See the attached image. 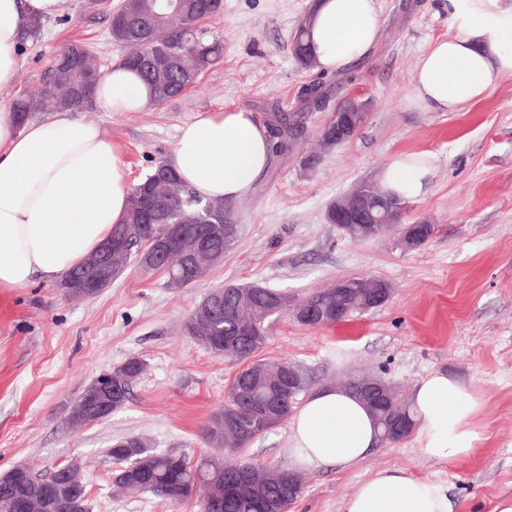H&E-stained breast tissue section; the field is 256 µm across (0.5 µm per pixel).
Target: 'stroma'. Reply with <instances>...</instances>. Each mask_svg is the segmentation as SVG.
<instances>
[{
  "mask_svg": "<svg viewBox=\"0 0 512 512\" xmlns=\"http://www.w3.org/2000/svg\"><path fill=\"white\" fill-rule=\"evenodd\" d=\"M122 0H66L45 19L41 37L16 48L14 80L0 86V109L40 84L54 52L78 41L119 63L124 47L109 37ZM310 0H224L209 24L224 40V60L198 88L139 112L92 104L79 118L97 123L117 147L129 183L174 151L180 127L201 112L270 109L303 113L290 151L272 158L249 198L225 204L239 226L223 261L188 288H172L160 271L129 267L94 297L67 298L58 282L0 289V473L29 464L46 474L74 465L87 485L89 512H201L192 498L174 505L150 494L116 491L112 442L136 437L157 451L197 460L214 452L203 438L223 407L243 361L220 358L190 336L194 307L227 284L258 283L287 293L289 304L338 279L375 276L393 289L381 307L312 328L293 314L266 322L256 357L303 368L311 389L370 372L411 395L433 372H446L482 397V436L471 457L451 464L426 458L414 438L374 448L349 468L305 469L291 512H342L359 482L383 468H402L443 484L457 512H493L512 498V74L456 112L408 107L419 57L457 30L441 0H376L380 36L368 56L325 75L301 68L291 36ZM322 80L325 109L306 111L305 86ZM369 101L365 124L349 142L304 164L331 109ZM402 153L428 154L429 188L412 199L406 220L434 225L413 251L393 235L349 238L326 218L330 204L358 181L382 174ZM137 357L144 374L125 405L73 427V404L98 376ZM290 424L282 422L240 451L241 460L295 468Z\"/></svg>",
  "mask_w": 512,
  "mask_h": 512,
  "instance_id": "35a3bbf8",
  "label": "stroma"
}]
</instances>
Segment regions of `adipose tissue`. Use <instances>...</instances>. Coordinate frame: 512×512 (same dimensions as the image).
Here are the masks:
<instances>
[{"label":"adipose tissue","mask_w":512,"mask_h":512,"mask_svg":"<svg viewBox=\"0 0 512 512\" xmlns=\"http://www.w3.org/2000/svg\"><path fill=\"white\" fill-rule=\"evenodd\" d=\"M459 34L430 44L416 65L410 100L455 112L480 100L500 75L512 73V8L501 0H445ZM65 0H0V85L12 81L15 47L31 16L48 18ZM311 40L318 70L330 73L363 58L380 34L375 0H314ZM96 96L112 112H138L148 91L131 71L113 67ZM271 154L265 127L246 110L203 112L179 130L168 159L182 182L206 199L237 201L251 192ZM432 174L422 154H401L384 169L388 190L412 199ZM129 184L111 138L95 123L59 114L17 125L0 112V288L55 281L78 266L123 223ZM422 454L454 462L481 440L474 425L484 402L456 378L435 372L411 398ZM291 442L304 467L348 466L365 459L379 433L362 401L335 387L313 392L294 414ZM446 486L383 468L360 483L343 512H455Z\"/></svg>","instance_id":"ef3b65f1"}]
</instances>
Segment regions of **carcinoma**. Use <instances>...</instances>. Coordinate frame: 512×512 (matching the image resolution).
<instances>
[{
	"label": "carcinoma",
	"instance_id": "cac0c4a2",
	"mask_svg": "<svg viewBox=\"0 0 512 512\" xmlns=\"http://www.w3.org/2000/svg\"><path fill=\"white\" fill-rule=\"evenodd\" d=\"M206 0H124L111 16L110 35L112 41L133 49V55L124 61L127 69L134 71L149 91L151 104L162 105L183 95L197 86L201 77L219 63L224 53V43L210 34L204 24L219 15L215 8L204 5ZM312 16L306 14L291 43L294 60L306 69H313L316 62L306 37L311 27ZM101 69L99 58L85 45L70 42L58 50L53 66L32 95L18 96L12 111L21 121H26L34 112H62L80 109L93 101L95 88H85L87 77ZM301 116L277 113L268 126L273 153L278 154L294 138ZM140 187L160 197L161 202L153 208L141 203L140 192L130 193L126 218L112 228L111 239L125 240V252L115 256L114 262L125 263L128 255L137 254L142 242L128 235L133 224H157L161 229L171 226L176 230L196 223L197 214L205 207L213 210V222L229 224L224 212V201L204 199L175 175L163 160H159L150 172L139 181ZM286 294L260 285H228L211 292L203 302L220 304L224 311L239 310L242 319L253 324V336L241 342L235 359L245 360L261 349L265 342V320L269 309L283 304ZM310 298H319L332 310L331 323H339L362 311V301L348 294L332 292L314 293ZM233 322L222 318L219 323L206 328L186 323L187 332L210 352H215L207 336L230 335ZM290 363L284 361L255 362L240 370L230 390L243 388L260 402L272 408L274 420L263 426L254 418L252 409L245 404L224 405L214 413L205 428L206 439L211 444L229 447L237 439L234 431L227 427L229 416H235L242 424L254 428L251 439L271 431L285 420L294 409L298 395L288 396L273 383ZM145 363L134 358L119 366L121 373L112 379V409L122 407L133 383L141 376ZM380 428L384 442L391 445L402 437L391 434L395 422L412 423L415 412L399 391L391 386L385 390L383 405L372 413ZM128 448H110L112 459L123 464L114 477L120 489L150 493L170 503L183 502L200 497L202 486L223 488L224 499L214 505L213 512H255L252 504L242 495L226 490L234 483L233 468L225 465V458L203 456L190 461L183 455L160 453L149 449L132 447L136 439L128 438ZM295 471L271 466L260 484L259 497L266 500H281L285 486L293 480ZM25 492L30 503V512H85L79 501L69 496L63 482L51 472L45 476L33 471L24 476Z\"/></svg>",
	"mask_w": 512,
	"mask_h": 512
}]
</instances>
